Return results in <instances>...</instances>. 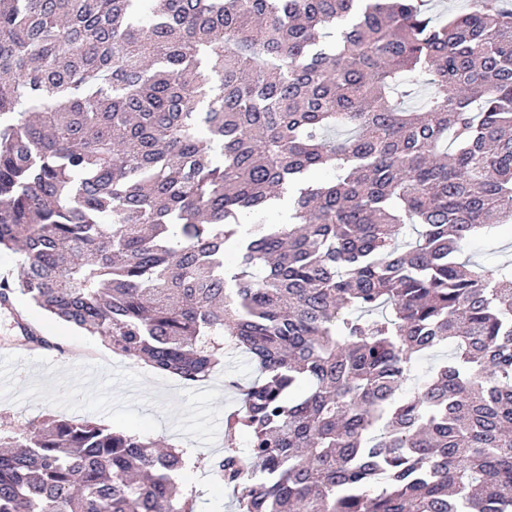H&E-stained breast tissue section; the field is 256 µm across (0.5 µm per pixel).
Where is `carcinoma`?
<instances>
[{"label": "carcinoma", "mask_w": 512, "mask_h": 512, "mask_svg": "<svg viewBox=\"0 0 512 512\" xmlns=\"http://www.w3.org/2000/svg\"><path fill=\"white\" fill-rule=\"evenodd\" d=\"M425 2L0 0V305L187 383L243 350L235 512H512V269L462 258L512 224V7ZM187 467L30 423L0 512H193Z\"/></svg>", "instance_id": "obj_1"}]
</instances>
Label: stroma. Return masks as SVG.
I'll use <instances>...</instances> for the list:
<instances>
[{"mask_svg":"<svg viewBox=\"0 0 512 512\" xmlns=\"http://www.w3.org/2000/svg\"><path fill=\"white\" fill-rule=\"evenodd\" d=\"M463 255L491 269L512 262V232L488 229ZM18 310L40 334L54 337L53 346L38 348L27 340L16 324ZM1 351L14 356L0 372L1 437L49 416H91L113 430L186 450L194 463L183 479L196 492L195 512H232L231 498L213 482L209 464L223 451L224 416L239 404L231 382L258 374L246 353L228 350L223 369L191 385L114 354L101 338L49 318L21 297L14 310L0 308Z\"/></svg>","mask_w":512,"mask_h":512,"instance_id":"obj_1","label":"stroma"}]
</instances>
